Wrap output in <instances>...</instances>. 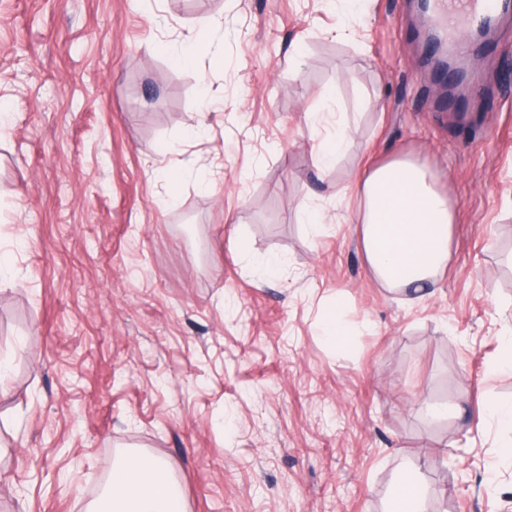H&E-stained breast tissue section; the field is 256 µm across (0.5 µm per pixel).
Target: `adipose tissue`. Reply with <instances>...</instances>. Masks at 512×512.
Instances as JSON below:
<instances>
[{"instance_id": "ef3b65f1", "label": "adipose tissue", "mask_w": 512, "mask_h": 512, "mask_svg": "<svg viewBox=\"0 0 512 512\" xmlns=\"http://www.w3.org/2000/svg\"><path fill=\"white\" fill-rule=\"evenodd\" d=\"M357 222L372 275L385 287H435L452 255L456 207L430 167L395 156L367 168ZM93 512H184L167 465L131 455L112 470L109 493Z\"/></svg>"}]
</instances>
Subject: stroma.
Masks as SVG:
<instances>
[{
  "label": "stroma",
  "instance_id": "obj_1",
  "mask_svg": "<svg viewBox=\"0 0 512 512\" xmlns=\"http://www.w3.org/2000/svg\"><path fill=\"white\" fill-rule=\"evenodd\" d=\"M462 61L414 0H0V512H88L130 454L185 512H390L407 469L420 512H512V16ZM396 154L457 209L423 297L356 222Z\"/></svg>",
  "mask_w": 512,
  "mask_h": 512
}]
</instances>
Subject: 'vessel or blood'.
I'll list each match as a JSON object with an SVG mask.
<instances>
[{
    "label": "vessel or blood",
    "instance_id": "vessel-or-blood-1",
    "mask_svg": "<svg viewBox=\"0 0 512 512\" xmlns=\"http://www.w3.org/2000/svg\"><path fill=\"white\" fill-rule=\"evenodd\" d=\"M511 6L512 0H432L430 18L442 38L453 47L459 28L478 27Z\"/></svg>",
    "mask_w": 512,
    "mask_h": 512
}]
</instances>
